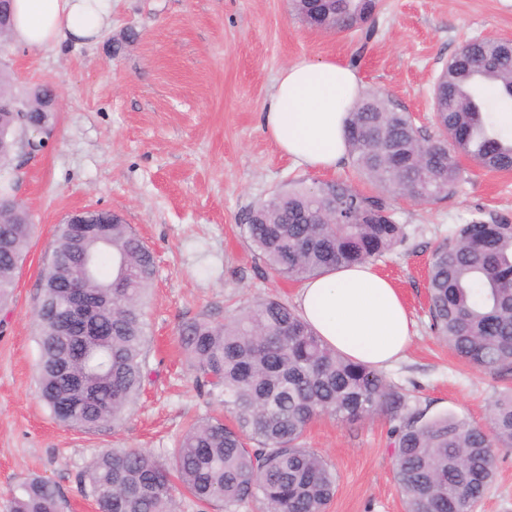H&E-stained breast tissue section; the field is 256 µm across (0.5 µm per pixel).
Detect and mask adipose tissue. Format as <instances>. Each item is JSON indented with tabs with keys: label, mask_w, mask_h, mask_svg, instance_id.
<instances>
[{
	"label": "adipose tissue",
	"mask_w": 512,
	"mask_h": 512,
	"mask_svg": "<svg viewBox=\"0 0 512 512\" xmlns=\"http://www.w3.org/2000/svg\"><path fill=\"white\" fill-rule=\"evenodd\" d=\"M112 0H13L14 44L64 48L108 26ZM356 70L332 58L302 56L277 75L261 127L294 164L336 170L347 158L344 120L359 97ZM296 304L325 343L379 368L400 358L413 323L395 285L372 265L341 268L304 282Z\"/></svg>",
	"instance_id": "1"
}]
</instances>
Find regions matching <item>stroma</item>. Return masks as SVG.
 Returning a JSON list of instances; mask_svg holds the SVG:
<instances>
[{"label": "stroma", "mask_w": 512, "mask_h": 512, "mask_svg": "<svg viewBox=\"0 0 512 512\" xmlns=\"http://www.w3.org/2000/svg\"><path fill=\"white\" fill-rule=\"evenodd\" d=\"M376 34L312 30L288 0H112V21L90 42L57 52L0 50L19 97L56 88V130L35 157L8 172L34 233L13 300L0 310V512L10 491L34 476L59 488L65 512H96L76 476L99 453L171 447L194 417L220 413L196 387L179 327L220 322L258 299L295 306L299 283L274 275L249 248L242 218L288 180H323L294 166L261 129L272 85L300 56L333 57L359 74L365 91L388 92L417 126L435 133L433 85L448 60L479 35L512 39V0H383ZM463 179L447 199L391 198L406 242L376 261L400 289L414 336L382 371L427 416L453 414L487 425L495 392L512 376L475 369L430 329L426 271L431 251L475 216L512 221V172L460 158ZM121 214L152 251L155 276L146 309L151 375L117 427L82 431L59 424L37 390L36 309L40 272L55 228L71 212ZM392 420L322 417L306 443L336 474L327 512H405L395 478ZM472 512H512V451Z\"/></svg>", "instance_id": "35a3bbf8"}]
</instances>
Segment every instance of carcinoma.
Listing matches in <instances>:
<instances>
[{
  "label": "carcinoma",
  "instance_id": "obj_1",
  "mask_svg": "<svg viewBox=\"0 0 512 512\" xmlns=\"http://www.w3.org/2000/svg\"><path fill=\"white\" fill-rule=\"evenodd\" d=\"M378 0H289L308 28L351 30L374 23ZM50 89L26 99L30 119L42 117ZM17 100L11 73L0 69V128ZM439 133L414 126L382 93H367L349 110L346 141L353 165L379 192L366 196L343 181L294 183L249 208L246 238L277 276L296 282L334 269L371 263L406 239L388 196L430 203L448 198L462 179L454 155L494 171H512V49L495 38L465 42L433 97ZM107 242L73 237L57 226L41 270L36 311L40 348L38 392L56 413L73 411L70 427L94 431L118 424L136 403L148 374L144 299L153 256L119 215ZM33 235L25 207L0 180V307L8 306ZM94 259L83 277L80 261ZM70 277L84 292L107 299L94 315L98 335L67 339L58 322ZM432 328L464 363L512 374V224L474 218L433 249L428 266ZM182 348L205 395L232 420L193 422L167 455L136 448L101 452L79 475L86 496L106 512H176V486L202 505L224 509L261 500L267 512H326L336 475L306 446L321 416L357 421L385 413L396 421L395 471L406 512H471L495 476L498 453L512 449V390L495 396L488 426L455 415L425 417L374 368L331 348L287 304L266 298L215 323L181 324ZM51 481L35 477L11 493L8 512H64Z\"/></svg>",
  "mask_w": 512,
  "mask_h": 512
}]
</instances>
